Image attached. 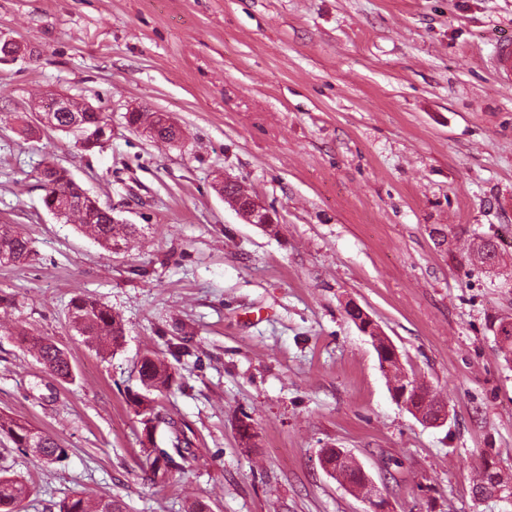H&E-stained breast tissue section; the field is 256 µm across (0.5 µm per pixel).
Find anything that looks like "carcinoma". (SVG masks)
<instances>
[{
  "label": "carcinoma",
  "mask_w": 512,
  "mask_h": 512,
  "mask_svg": "<svg viewBox=\"0 0 512 512\" xmlns=\"http://www.w3.org/2000/svg\"><path fill=\"white\" fill-rule=\"evenodd\" d=\"M88 123L96 128L98 147L102 148L112 139L108 115L102 111L87 114L85 112H56L54 122L48 126L56 131L69 132L70 126L76 122ZM44 204L52 206L69 204L83 205L93 215L91 224H78L80 230L90 233L94 240L105 250L114 253L121 246H126L138 233L134 224H114L108 213L97 209L92 200L84 193L82 186L71 174L55 162H49L41 172ZM36 255L34 242L22 230L10 226L0 227V264H22L32 260ZM477 257L481 263L493 265L499 261L500 253L496 241H483ZM72 328L81 336L91 337L106 349H115L122 345L124 326L121 320L112 313V309L93 298L76 297L72 300L69 311ZM23 344L32 343L37 357L46 371L56 380L70 383L75 380L74 368L70 357L63 348L49 339L21 336ZM139 388L126 389V400L134 414L139 417L142 430H147L151 422L168 427L171 447L163 448L156 440L150 438L147 447L153 455L151 468L153 475L165 478L173 472L185 470L188 457L184 449L190 441L185 432L174 427V420H166L158 409L157 396L169 389L174 382L170 366L155 352H147L139 361ZM405 401L421 416L432 418L437 416L446 403L430 394L425 387L414 386L406 395ZM0 436L7 437L14 448L22 453H31L48 465L55 464L68 456V449L52 436L32 427L28 423L0 416ZM336 448L321 450L320 462L329 464L335 471V479L349 483L356 488L363 487L366 472L355 465L350 467L337 460ZM507 484L495 471L483 469L481 479L474 490L483 496H493L505 492ZM27 483L20 477L6 471H0V512H23V502L28 497ZM56 512H123L121 503L112 498L93 497L86 491H78L54 504Z\"/></svg>",
  "instance_id": "obj_1"
}]
</instances>
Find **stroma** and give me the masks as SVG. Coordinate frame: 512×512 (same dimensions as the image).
Masks as SVG:
<instances>
[{"instance_id": "obj_1", "label": "stroma", "mask_w": 512, "mask_h": 512, "mask_svg": "<svg viewBox=\"0 0 512 512\" xmlns=\"http://www.w3.org/2000/svg\"><path fill=\"white\" fill-rule=\"evenodd\" d=\"M0 36L22 48L0 62V225L37 251L0 264V415L68 450L48 466L0 438L26 512L81 489L124 512H366L324 473L325 448L354 457L386 512H505L472 487L486 463L512 482V361L492 328L512 321V88L489 67L512 0H0ZM55 93L107 113L104 150L45 127L35 104ZM132 109L172 117L180 142L130 127ZM48 160L142 227L125 252L46 210ZM227 175L276 210V233L224 202ZM485 238L502 250L490 269ZM77 295L122 320L118 350L72 329ZM351 302L447 401V424L393 400ZM20 330L64 348L76 382ZM149 350L191 441L163 481L125 399Z\"/></svg>"}]
</instances>
